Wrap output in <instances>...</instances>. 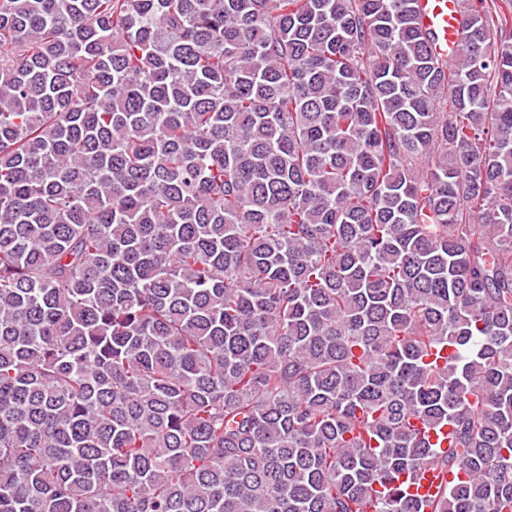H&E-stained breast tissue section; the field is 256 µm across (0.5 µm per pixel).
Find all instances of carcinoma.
I'll list each match as a JSON object with an SVG mask.
<instances>
[{
  "instance_id": "carcinoma-1",
  "label": "carcinoma",
  "mask_w": 512,
  "mask_h": 512,
  "mask_svg": "<svg viewBox=\"0 0 512 512\" xmlns=\"http://www.w3.org/2000/svg\"><path fill=\"white\" fill-rule=\"evenodd\" d=\"M460 2L443 57L418 0H0V512H512V0ZM451 479L452 477L449 474L441 472L439 468L428 467L415 493L424 500L432 499L439 490V486H443L445 482Z\"/></svg>"
}]
</instances>
